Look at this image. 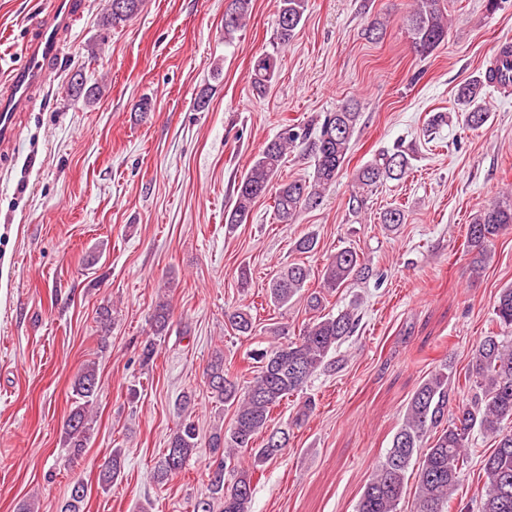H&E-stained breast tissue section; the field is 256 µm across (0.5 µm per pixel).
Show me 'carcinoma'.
<instances>
[{
	"label": "carcinoma",
	"instance_id": "carcinoma-1",
	"mask_svg": "<svg viewBox=\"0 0 512 512\" xmlns=\"http://www.w3.org/2000/svg\"><path fill=\"white\" fill-rule=\"evenodd\" d=\"M252 0H230L224 32L233 34L246 21ZM142 0H111L103 24L117 26L136 15ZM308 0H278V36L286 44L295 35ZM450 18L443 0H416L409 15L411 47L419 56H428L448 38ZM282 57L263 53L254 58L250 82L263 94L278 76ZM491 78L472 79L459 86L458 104L464 108L469 127H480L488 119L482 105L484 88ZM360 112L352 103L340 106L323 123L313 141L293 127L284 129L255 156L249 170L238 182L234 205L225 212L226 231L248 218L252 205L265 196L278 177L288 149L308 143L314 159L312 175L279 184L274 195V210L279 221L288 224L303 210L318 207L324 191L336 182L348 163L351 143ZM410 169V154L401 147L383 151L361 166L354 177L356 190L348 208L359 213L367 207L372 188L387 180H400ZM512 228V200L480 207L467 225L466 239L475 274L485 268L490 247L496 238ZM372 270L353 248L344 247L331 255L321 270L318 289L305 296L306 309L312 313L291 340L288 325L270 328L275 338L269 346L250 351L253 375L243 382L224 368V351L216 349L205 370L211 394L233 410L229 426L215 425L206 447L211 463L208 468L209 495L192 505V512H251L253 484L261 467L280 457L288 447V431L272 426V414L281 402L298 397L291 424L300 427L310 417L316 402L307 395L312 378L341 366L334 357L338 346L353 335L358 324L357 306L333 314L325 311L326 295L348 282L365 279ZM310 278V269L301 263L284 267L269 287L272 301L286 306L302 294ZM224 322L240 336L252 335L254 322L250 309L236 307L224 311ZM498 332L482 337L473 349L460 386L457 372L444 362L431 371L412 395L402 425L392 438L384 459L373 469L357 504V512H398L406 493L408 472L417 467L413 512H468V505L455 503L458 488L471 469L468 451L470 435L477 431L493 442L480 460L486 480L481 488L479 512H512V336L501 332L512 329V286L499 290L494 307ZM171 306L162 297L152 315V337L141 348L142 365L155 361L157 341L168 335ZM100 390L96 364H85L74 379L72 407L64 424V442L75 456L86 448L94 430V403ZM468 391L470 397L457 399ZM429 439L428 447H423ZM200 447L194 420L184 417L169 435L167 448L155 465L154 476L160 483L181 474ZM124 450L114 448L100 470L98 488L107 491L120 477ZM89 494L88 485L75 481L60 512H83Z\"/></svg>",
	"mask_w": 512,
	"mask_h": 512
}]
</instances>
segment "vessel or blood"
Instances as JSON below:
<instances>
[{"label":"vessel or blood","mask_w":512,"mask_h":512,"mask_svg":"<svg viewBox=\"0 0 512 512\" xmlns=\"http://www.w3.org/2000/svg\"><path fill=\"white\" fill-rule=\"evenodd\" d=\"M81 8L80 0H54L48 15L33 20L24 47L25 62L12 70L8 94L0 95V143L17 137L18 116L33 91L48 85L61 55V36L73 26Z\"/></svg>","instance_id":"b4317fda"}]
</instances>
